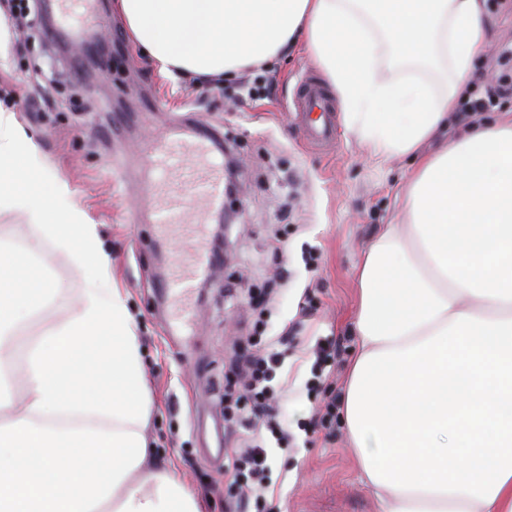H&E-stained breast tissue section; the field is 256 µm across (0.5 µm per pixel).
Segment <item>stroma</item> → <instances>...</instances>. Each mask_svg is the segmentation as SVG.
<instances>
[{"label":"stroma","mask_w":512,"mask_h":512,"mask_svg":"<svg viewBox=\"0 0 512 512\" xmlns=\"http://www.w3.org/2000/svg\"><path fill=\"white\" fill-rule=\"evenodd\" d=\"M113 0H98L108 25L105 36L119 43L112 72L92 79L74 76L72 55L35 34L16 0H0L9 39L0 54V101L13 103L37 134L40 160L66 177L93 221L111 257L110 277L124 288L136 318L146 379L152 398L147 434L160 460L196 493L203 512H236L237 487L225 479L208 451L224 431L218 393L239 396L233 353L245 352L241 328L248 319L249 291L268 273L288 272V286L267 320V335L289 333L277 381H289L282 418L295 431V446L276 450L271 487L262 512H377L361 483L342 423L343 397L357 352L351 321L357 306L355 268L381 225L399 223L402 189L411 158H375L345 125L334 144L305 141L294 117L298 79L311 73L330 80L305 50L289 48L268 67L276 90L269 97H239L240 80L193 86L163 76L154 60L127 37ZM183 125L221 136L245 162L238 184L239 213L232 230L233 260L213 288L192 295L196 335L179 330L157 281L181 259L178 249L157 238L144 210L147 175L140 158L153 138ZM137 220H130V211ZM289 228L284 250H274L277 225ZM316 257L318 270L306 261ZM57 292L43 313L62 318L71 300L95 287L69 257L45 255ZM331 343L335 356L324 371L319 395L306 382L317 342ZM327 409L316 432L298 423L315 406Z\"/></svg>","instance_id":"1"}]
</instances>
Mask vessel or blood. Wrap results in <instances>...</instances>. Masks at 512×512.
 Segmentation results:
<instances>
[{"label": "vessel or blood", "instance_id": "vessel-or-blood-1", "mask_svg": "<svg viewBox=\"0 0 512 512\" xmlns=\"http://www.w3.org/2000/svg\"><path fill=\"white\" fill-rule=\"evenodd\" d=\"M53 3L59 27L72 39L94 32L98 24L94 0ZM298 97L305 138L321 145L333 143L336 118L323 87L313 77H304ZM145 165L155 188L150 204L160 241L175 236L189 241L185 258L158 285L175 309L174 320L189 328L194 322L191 294L197 281L208 278L211 271L205 224L209 213L224 206V152L190 128L173 127L148 144Z\"/></svg>", "mask_w": 512, "mask_h": 512}]
</instances>
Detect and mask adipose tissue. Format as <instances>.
I'll list each match as a JSON object with an SVG mask.
<instances>
[{
    "label": "adipose tissue",
    "instance_id": "adipose-tissue-1",
    "mask_svg": "<svg viewBox=\"0 0 512 512\" xmlns=\"http://www.w3.org/2000/svg\"><path fill=\"white\" fill-rule=\"evenodd\" d=\"M162 74L235 77L301 43L346 128L406 156L450 127L487 49L486 0H115ZM445 71L435 87L382 57ZM0 103V204L33 236L0 242V512H201L158 462L151 395L124 289H86L34 337L11 336L53 294L39 249L89 277L110 259L70 183ZM401 223L357 272L358 355L343 422L378 512H512V113L420 159ZM64 204L60 222L49 215ZM23 367L22 392L12 388Z\"/></svg>",
    "mask_w": 512,
    "mask_h": 512
}]
</instances>
